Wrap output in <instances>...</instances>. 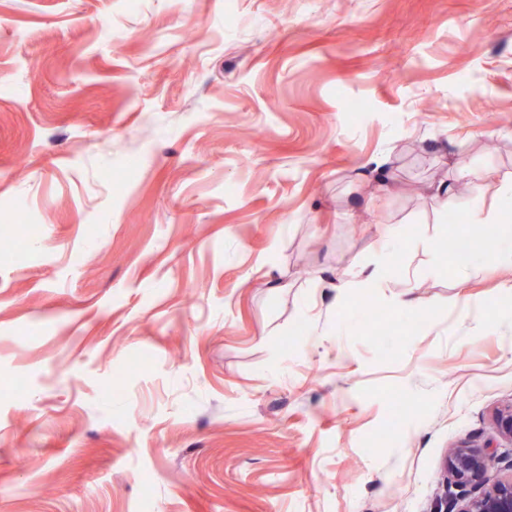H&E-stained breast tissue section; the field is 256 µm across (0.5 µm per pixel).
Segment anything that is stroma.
Segmentation results:
<instances>
[{"label":"stroma","instance_id":"stroma-1","mask_svg":"<svg viewBox=\"0 0 512 512\" xmlns=\"http://www.w3.org/2000/svg\"><path fill=\"white\" fill-rule=\"evenodd\" d=\"M505 183L512 0H0V512H437L463 440L511 475L512 256L444 249ZM378 256L381 337L340 285Z\"/></svg>","mask_w":512,"mask_h":512}]
</instances>
